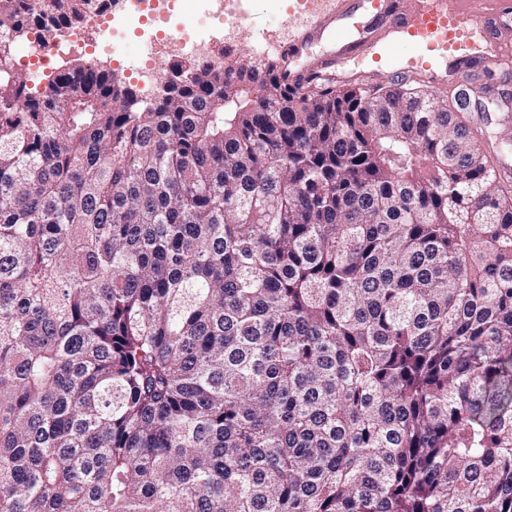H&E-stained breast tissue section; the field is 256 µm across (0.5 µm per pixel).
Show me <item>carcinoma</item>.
<instances>
[{
  "mask_svg": "<svg viewBox=\"0 0 512 512\" xmlns=\"http://www.w3.org/2000/svg\"><path fill=\"white\" fill-rule=\"evenodd\" d=\"M0 512H512V200L415 80L10 65Z\"/></svg>",
  "mask_w": 512,
  "mask_h": 512,
  "instance_id": "obj_1",
  "label": "carcinoma"
}]
</instances>
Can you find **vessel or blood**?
<instances>
[{
	"label": "vessel or blood",
	"mask_w": 512,
	"mask_h": 512,
	"mask_svg": "<svg viewBox=\"0 0 512 512\" xmlns=\"http://www.w3.org/2000/svg\"><path fill=\"white\" fill-rule=\"evenodd\" d=\"M485 14H475L473 0H415L412 11H398L393 0H323L316 26L275 42L270 50L284 64V77L305 87L323 70L345 79L347 62L370 46L371 63L391 62V48L404 42L413 53L393 64L398 79L426 76L435 81L454 77L460 90L470 78V49L485 32L488 17L501 20L496 40L483 64L491 69L512 65V0H485Z\"/></svg>",
	"instance_id": "b4317fda"
}]
</instances>
